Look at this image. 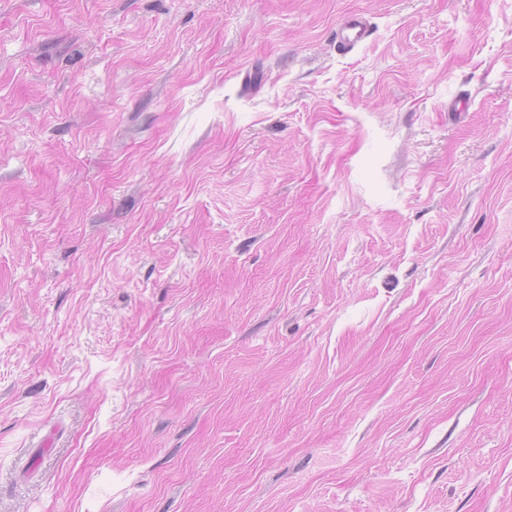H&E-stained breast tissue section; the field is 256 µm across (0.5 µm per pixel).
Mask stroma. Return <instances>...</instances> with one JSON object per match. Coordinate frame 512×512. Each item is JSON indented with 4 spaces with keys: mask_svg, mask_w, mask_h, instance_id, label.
Instances as JSON below:
<instances>
[{
    "mask_svg": "<svg viewBox=\"0 0 512 512\" xmlns=\"http://www.w3.org/2000/svg\"><path fill=\"white\" fill-rule=\"evenodd\" d=\"M0 512H512V0H0ZM369 37L367 20L360 14L344 17L336 28V45L350 52L356 49Z\"/></svg>",
    "mask_w": 512,
    "mask_h": 512,
    "instance_id": "obj_1",
    "label": "stroma"
}]
</instances>
